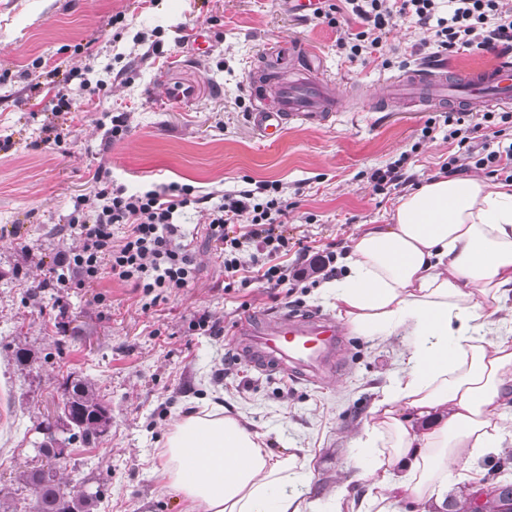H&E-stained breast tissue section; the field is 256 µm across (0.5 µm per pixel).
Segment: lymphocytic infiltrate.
Segmentation results:
<instances>
[{
	"instance_id": "1",
	"label": "lymphocytic infiltrate",
	"mask_w": 512,
	"mask_h": 512,
	"mask_svg": "<svg viewBox=\"0 0 512 512\" xmlns=\"http://www.w3.org/2000/svg\"><path fill=\"white\" fill-rule=\"evenodd\" d=\"M362 28L351 38H338L351 56L379 52L394 20L412 15L429 34L430 42L445 52L512 50V7L505 0H347ZM447 16H439L440 7ZM491 119L487 112H461L448 119V138L457 151L448 159L449 172L464 166L512 182V114L503 113L492 139H477V132ZM191 188L170 186L128 192L105 186L91 197L78 199L66 218L73 239L58 249L44 288H65L70 283L92 285L113 276L155 299L188 287L196 272L195 251L185 242L179 223L190 204ZM288 200L274 183L224 195L207 210L208 241L218 243L224 266V284L241 281L245 270L258 280L280 288L326 275L333 253L300 252L294 268L279 259L293 248L279 221L288 212ZM122 236H115V229ZM250 257H243L244 248Z\"/></svg>"
}]
</instances>
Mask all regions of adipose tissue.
<instances>
[{"label": "adipose tissue", "instance_id": "1", "mask_svg": "<svg viewBox=\"0 0 512 512\" xmlns=\"http://www.w3.org/2000/svg\"><path fill=\"white\" fill-rule=\"evenodd\" d=\"M326 294L358 336H400L404 367L349 441L367 490L330 501L301 488L296 453L217 405L178 419L161 451L186 512H439L460 467L512 438V326L489 315L512 293V182L440 175L362 229Z\"/></svg>", "mask_w": 512, "mask_h": 512}]
</instances>
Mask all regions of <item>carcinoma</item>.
Segmentation results:
<instances>
[{
  "label": "carcinoma",
  "instance_id": "1",
  "mask_svg": "<svg viewBox=\"0 0 512 512\" xmlns=\"http://www.w3.org/2000/svg\"><path fill=\"white\" fill-rule=\"evenodd\" d=\"M104 408L93 387L79 382L72 387L70 398L64 403L67 413L64 418L75 428L85 442L94 439L99 427L98 413ZM18 480L28 486L34 496L29 512H94L96 497L82 491L70 489L67 499L59 496L63 477L57 470L36 468L25 471ZM512 505V488L504 487L499 493L490 496L484 503V512H506Z\"/></svg>",
  "mask_w": 512,
  "mask_h": 512
}]
</instances>
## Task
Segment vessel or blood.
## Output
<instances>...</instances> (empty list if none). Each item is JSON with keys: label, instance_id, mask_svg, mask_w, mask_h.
Here are the masks:
<instances>
[{"label": "vessel or blood", "instance_id": "vessel-or-blood-1", "mask_svg": "<svg viewBox=\"0 0 512 512\" xmlns=\"http://www.w3.org/2000/svg\"><path fill=\"white\" fill-rule=\"evenodd\" d=\"M271 58L294 66L293 78L258 80L248 76L246 84L253 102L251 119L260 136L277 141L289 121L323 124L343 104L335 86L319 78L315 56L292 38L277 40L268 49ZM388 92L379 96L380 108L399 101L416 103L424 111H481L512 103V57L502 56L487 69L449 77L441 67H419L387 80ZM201 88L189 81H166L159 95L174 107L190 105ZM238 358L264 372L291 374L295 379L323 380L339 367L341 330L335 321L317 315L282 314L262 320H245L233 329Z\"/></svg>", "mask_w": 512, "mask_h": 512}]
</instances>
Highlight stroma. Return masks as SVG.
<instances>
[{
    "label": "stroma",
    "instance_id": "obj_1",
    "mask_svg": "<svg viewBox=\"0 0 512 512\" xmlns=\"http://www.w3.org/2000/svg\"><path fill=\"white\" fill-rule=\"evenodd\" d=\"M336 18L333 27L301 16L292 0H0V491L18 512L32 492L17 477L48 464L44 429L78 381L94 385L112 425L90 444L66 430L56 436L66 444V478L97 494L96 512H185L181 496L161 486L159 453L174 419L206 403L264 433L274 453L299 449L310 498L329 500L345 477L350 437L402 368L401 337L345 333L341 369L320 382L237 360L228 331L242 318L337 311L318 284L225 288L218 250L201 241L203 205L182 218L200 240L195 278L155 305L110 276L61 294L38 285L63 243L60 224L79 197L94 194L99 170L130 192L176 184L218 196L279 182L289 236L333 252L342 276L352 238L392 223L399 198L440 175L454 151L445 113L380 112L372 92L429 60L458 73L498 56L438 53L407 18L392 25L383 60H352L336 45L359 28L350 5ZM198 25L209 27L211 48L191 60L186 34ZM283 36L311 47L345 102L326 124H289L270 143L252 127L246 76ZM164 76L200 82L197 101L173 108L147 97ZM106 112L125 114L123 138L108 140L99 123ZM400 159L407 183L375 190L371 173ZM203 311L224 335L194 327ZM510 451L504 443L459 470L450 512Z\"/></svg>",
    "mask_w": 512,
    "mask_h": 512
}]
</instances>
